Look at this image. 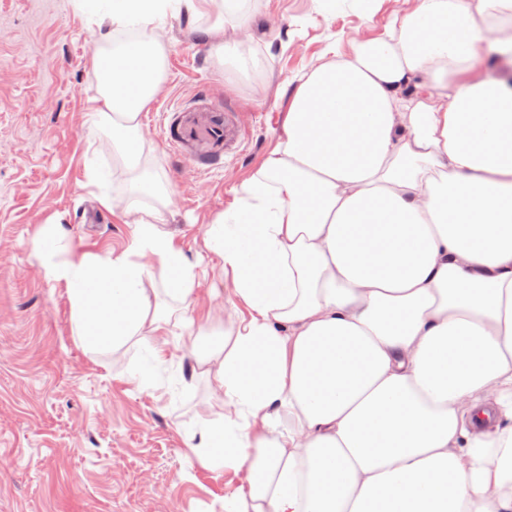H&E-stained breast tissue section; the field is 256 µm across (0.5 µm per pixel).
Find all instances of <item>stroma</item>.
<instances>
[{"label": "stroma", "instance_id": "1", "mask_svg": "<svg viewBox=\"0 0 512 512\" xmlns=\"http://www.w3.org/2000/svg\"><path fill=\"white\" fill-rule=\"evenodd\" d=\"M405 0H245L242 18L171 9L160 94L141 115L142 134L172 198L165 217L175 245L200 270L193 316L222 310L231 286L201 248L207 225L234 209L242 184L281 134L301 73L329 50L382 35ZM246 24L261 66L254 86L228 79L208 34ZM103 40L71 0H0V512H224L236 485L211 471L188 444L198 418L220 396L200 380L184 388L192 362L179 327H169L166 369L154 383L132 373L144 354L92 352L71 334L65 286L48 282L31 251L43 224H58L89 253L123 252L131 228L124 175L112 172V137H89L96 92L91 57ZM241 113L242 141L218 169L200 170L196 151L170 142L178 107ZM109 170L102 188L90 168ZM108 193L113 209L95 199Z\"/></svg>", "mask_w": 512, "mask_h": 512}]
</instances>
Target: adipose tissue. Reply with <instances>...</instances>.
I'll list each match as a JSON object with an SVG mask.
<instances>
[{"instance_id":"obj_1","label":"adipose tissue","mask_w":512,"mask_h":512,"mask_svg":"<svg viewBox=\"0 0 512 512\" xmlns=\"http://www.w3.org/2000/svg\"><path fill=\"white\" fill-rule=\"evenodd\" d=\"M173 2L241 0H73L115 43L92 58L89 132L112 136L132 226L119 254L77 253L57 224L33 237L73 336L149 350L147 383L182 327L192 377L223 394L192 451L237 476L224 512H512V88L483 69L512 51V0H409L299 76L240 205L204 232L232 288L203 326L141 133Z\"/></svg>"}]
</instances>
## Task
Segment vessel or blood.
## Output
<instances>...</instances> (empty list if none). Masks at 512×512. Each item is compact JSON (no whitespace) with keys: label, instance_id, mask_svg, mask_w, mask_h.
Masks as SVG:
<instances>
[{"label":"vessel or blood","instance_id":"b4317fda","mask_svg":"<svg viewBox=\"0 0 512 512\" xmlns=\"http://www.w3.org/2000/svg\"><path fill=\"white\" fill-rule=\"evenodd\" d=\"M172 141L198 142L202 151L197 156L199 164L214 166L233 151L239 137L240 125L236 113L212 108L197 116L189 109H180L174 126L170 128Z\"/></svg>","mask_w":512,"mask_h":512}]
</instances>
